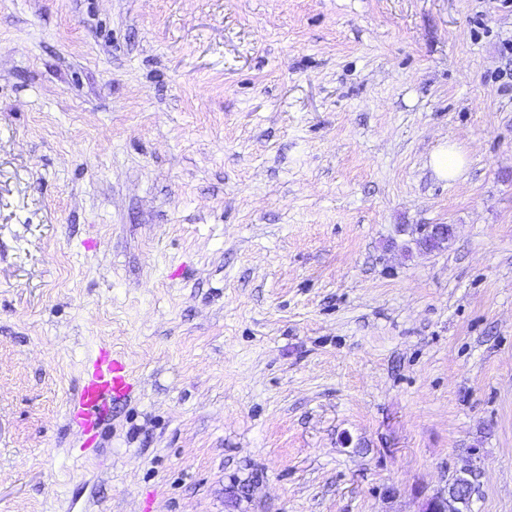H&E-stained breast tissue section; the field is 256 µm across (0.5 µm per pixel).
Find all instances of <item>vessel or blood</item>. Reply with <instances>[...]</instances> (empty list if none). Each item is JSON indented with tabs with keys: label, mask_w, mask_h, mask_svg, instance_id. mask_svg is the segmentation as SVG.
Returning <instances> with one entry per match:
<instances>
[{
	"label": "vessel or blood",
	"mask_w": 512,
	"mask_h": 512,
	"mask_svg": "<svg viewBox=\"0 0 512 512\" xmlns=\"http://www.w3.org/2000/svg\"><path fill=\"white\" fill-rule=\"evenodd\" d=\"M138 388L122 355L98 350L85 364L82 383L70 403L67 416L71 426L83 436L85 446H93L112 404L128 399Z\"/></svg>",
	"instance_id": "1"
}]
</instances>
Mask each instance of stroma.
Here are the masks:
<instances>
[{
  "label": "stroma",
  "mask_w": 512,
  "mask_h": 512,
  "mask_svg": "<svg viewBox=\"0 0 512 512\" xmlns=\"http://www.w3.org/2000/svg\"><path fill=\"white\" fill-rule=\"evenodd\" d=\"M474 448L512 512V0H0V512H421ZM430 163L438 177L454 179L462 171L463 158L455 146H440L433 153ZM137 388L138 380L122 355L100 348L87 361L82 383L69 405L67 416L69 424L84 437L88 455L98 449L90 447L96 443L112 404L130 398Z\"/></svg>",
  "instance_id": "1"
}]
</instances>
